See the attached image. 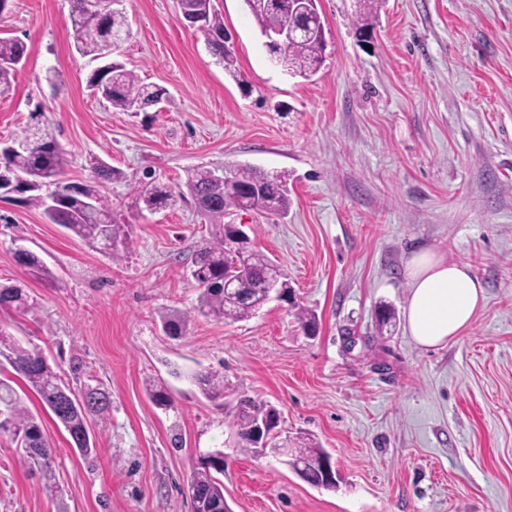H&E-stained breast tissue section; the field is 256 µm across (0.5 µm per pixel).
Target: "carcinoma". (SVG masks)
<instances>
[{"instance_id": "carcinoma-1", "label": "carcinoma", "mask_w": 512, "mask_h": 512, "mask_svg": "<svg viewBox=\"0 0 512 512\" xmlns=\"http://www.w3.org/2000/svg\"><path fill=\"white\" fill-rule=\"evenodd\" d=\"M304 5L297 12L292 9L283 14L272 11L270 0H244L260 36L272 27L286 23L299 28L285 51L279 52L265 44L269 55L289 74L308 79L315 75L323 63L325 30L318 29L313 18L319 13L318 0H293ZM379 0H362L354 22L358 29L370 28L369 15ZM184 20L201 16L198 26L205 44L218 64L232 78L239 76L233 49L227 46L224 18L213 0H179ZM71 24L75 49L84 56L102 61L88 80V87L112 108L124 112H138L159 100L169 99L166 88L145 84L133 71L110 58L112 34L127 28L122 11L90 13L84 0H72ZM25 45L18 39L0 38V97L12 90L11 77L24 59ZM31 116L36 125L23 135L0 144V182L8 183L23 177L22 191L28 193L24 202L42 210L50 224H60L75 237L89 244L117 243L127 240L129 225L117 221L109 200L99 189L100 181L124 179V174L103 164L93 167V178L84 183H70L59 179L66 163V152L54 134L42 123L40 107ZM257 187L260 194L250 201L257 213L281 215L288 211V173L265 172L248 165L229 169L227 180L218 185L214 170L198 166L187 173V188L198 211L213 226L211 239L202 246L192 260L191 277L198 290L194 313L217 321L238 322L253 317L267 302L266 285L283 277L281 269L263 254L256 253L253 266L243 273V288L235 293L224 291V277L235 270L236 250L232 227L224 217L243 208V189ZM135 205H144L149 211L160 210L174 201L167 188L152 180L145 171L134 189ZM18 263L35 278L56 281L54 273L34 252H15ZM35 308L29 294L19 284H0V310H15L26 314ZM10 366L14 375L22 380L47 407L69 434L79 455L89 458L97 448L90 437L87 420L92 414L105 413L110 404V393L102 386L86 385L75 390L60 379L36 348H27L0 328V368ZM204 396L212 402L224 399V375L208 372L197 377ZM280 419L272 406L250 399L241 402L238 416V436L247 448L255 446L251 434L258 415ZM0 435H8L18 442L26 456L24 461L40 470L46 488L53 489L55 475L52 452L45 440L37 418L24 404L23 398L7 381L0 379ZM292 463L299 464L303 472L299 477L314 487L325 485L324 460L328 453L313 440L297 437L289 441ZM224 460L211 458L197 460L188 482L190 512H232L224 500Z\"/></svg>"}]
</instances>
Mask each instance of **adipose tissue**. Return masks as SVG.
Instances as JSON below:
<instances>
[{"mask_svg":"<svg viewBox=\"0 0 512 512\" xmlns=\"http://www.w3.org/2000/svg\"><path fill=\"white\" fill-rule=\"evenodd\" d=\"M406 270L410 284L406 330L415 343L439 346L470 326L484 290L467 264L448 262L425 249L411 256Z\"/></svg>","mask_w":512,"mask_h":512,"instance_id":"obj_1","label":"adipose tissue"}]
</instances>
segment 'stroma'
<instances>
[{"label": "stroma", "mask_w": 512, "mask_h": 512, "mask_svg": "<svg viewBox=\"0 0 512 512\" xmlns=\"http://www.w3.org/2000/svg\"><path fill=\"white\" fill-rule=\"evenodd\" d=\"M218 6L237 81L182 23L178 0H126L129 36L113 57L170 95L135 114L89 90L98 63L74 48L71 0H13L0 19V37L27 45L0 98V141L42 105L67 151L63 179L89 180L96 161L122 171L100 189L132 227L103 249L20 194L0 199V282H23L38 304L0 311V326L71 387L112 394L89 420L98 451L87 459L28 400L61 491L46 493L0 436V512H190L193 467L216 449L232 512H512V0H380L367 40L355 0H319L324 63L308 79L270 61L243 0ZM199 165L288 172L285 216L235 221L280 265L292 302L232 323L194 315L189 266L212 231L186 187ZM146 168L174 201L141 213L127 181ZM20 246L57 286L28 277ZM422 248L468 264L485 291L471 325L438 348L405 327L406 262ZM382 303L396 315L387 329ZM300 308L316 314L315 335ZM165 313L186 316L185 336L164 331ZM205 371L223 373V406L193 382ZM153 383L170 406L152 401ZM247 397L279 411L282 435L326 449L336 488L241 448Z\"/></svg>", "instance_id": "1"}]
</instances>
